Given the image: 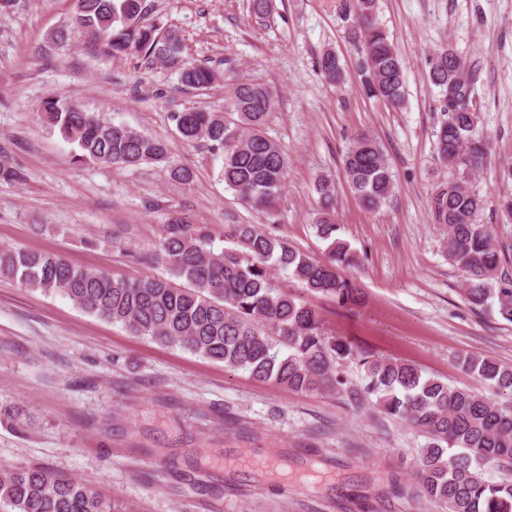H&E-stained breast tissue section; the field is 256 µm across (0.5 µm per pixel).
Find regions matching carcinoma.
I'll list each match as a JSON object with an SVG mask.
<instances>
[{
  "label": "carcinoma",
  "instance_id": "obj_1",
  "mask_svg": "<svg viewBox=\"0 0 512 512\" xmlns=\"http://www.w3.org/2000/svg\"><path fill=\"white\" fill-rule=\"evenodd\" d=\"M340 8L353 20L351 39L360 45L363 95L394 109L403 107L404 68L376 18L377 0H341ZM75 9L73 28L106 40L112 56L133 53L164 63L188 91H203L215 82L214 69L184 62L177 35L149 21L147 0H75ZM427 65L443 112L435 129L436 159L448 170V180L431 198V219L447 230L445 250L462 272L467 304L474 310L494 307L512 323V279L502 274L503 252L494 227L477 223L485 199L471 186V176L486 167L490 151L474 121V77L448 45L435 50ZM317 67L327 81L343 82L345 69L336 52L324 51ZM274 108L267 89L235 83L228 87L222 112L194 107L170 113L183 140L204 142L222 159L219 175L225 188L266 213L283 190L288 170L286 154L264 132ZM40 114L73 145L74 163L156 165L183 184L194 181V172L173 160L160 137L112 123L54 94L42 101ZM343 169L352 192L372 211L394 194L395 178L383 145L370 133L355 135L344 153ZM315 190L314 228L327 243L321 258L257 224L224 225L228 245L217 248L208 227L180 215L164 225L152 255L168 269L167 278L145 275L117 281L54 253L10 246L0 247V276L44 293L60 292L80 310L119 323L135 336L182 347L290 390L339 392L347 381L338 365L353 362L364 372L365 384L347 392L352 407L370 403L427 439L418 450L415 482L393 477V495L422 499L442 512H512V479L485 477L489 468L512 474V364L457 355L460 368L488 387L490 395L485 396L450 386L412 363L358 352L348 342L325 335L312 299L356 306L363 296L345 274L358 265V255L338 236L331 185L322 179ZM277 272L303 293L277 285ZM0 421L24 428L30 416L0 404ZM0 508L114 512L92 489L42 467L0 469Z\"/></svg>",
  "mask_w": 512,
  "mask_h": 512
}]
</instances>
